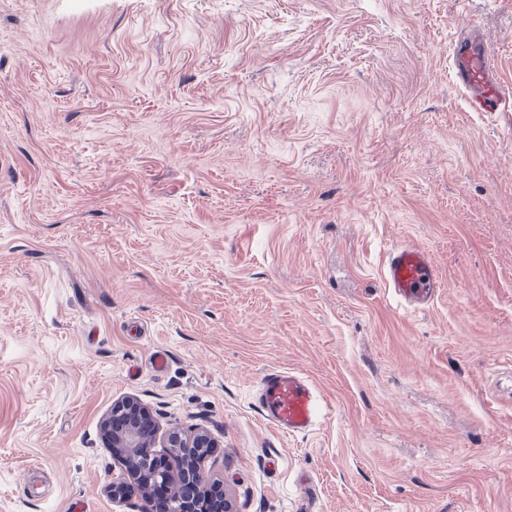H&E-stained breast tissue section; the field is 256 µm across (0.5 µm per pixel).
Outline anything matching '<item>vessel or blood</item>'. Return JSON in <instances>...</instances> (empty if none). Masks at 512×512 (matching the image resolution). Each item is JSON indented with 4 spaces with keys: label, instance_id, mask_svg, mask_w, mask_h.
I'll use <instances>...</instances> for the list:
<instances>
[{
    "label": "vessel or blood",
    "instance_id": "obj_1",
    "mask_svg": "<svg viewBox=\"0 0 512 512\" xmlns=\"http://www.w3.org/2000/svg\"><path fill=\"white\" fill-rule=\"evenodd\" d=\"M451 74L454 83L465 90L470 111L512 112V86L502 85L479 26H471L455 42ZM383 276L403 309L410 312L429 306L442 286L430 255L409 243L387 252ZM256 399L264 418L292 437L309 435L332 411L309 377L289 368L263 373Z\"/></svg>",
    "mask_w": 512,
    "mask_h": 512
}]
</instances>
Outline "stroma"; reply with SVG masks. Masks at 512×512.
<instances>
[{
	"label": "stroma",
	"instance_id": "1",
	"mask_svg": "<svg viewBox=\"0 0 512 512\" xmlns=\"http://www.w3.org/2000/svg\"><path fill=\"white\" fill-rule=\"evenodd\" d=\"M512 0H0V512H141L102 421L207 431L235 512H512ZM444 283L403 310L387 251ZM166 366L153 371L156 354ZM303 371L304 438L253 398ZM451 74L465 90L470 111L512 112V86L504 87L498 78V65L479 25L455 42ZM256 399L264 418L292 437L309 435L332 412V405L309 377L289 368H273L263 373Z\"/></svg>",
	"mask_w": 512,
	"mask_h": 512
}]
</instances>
